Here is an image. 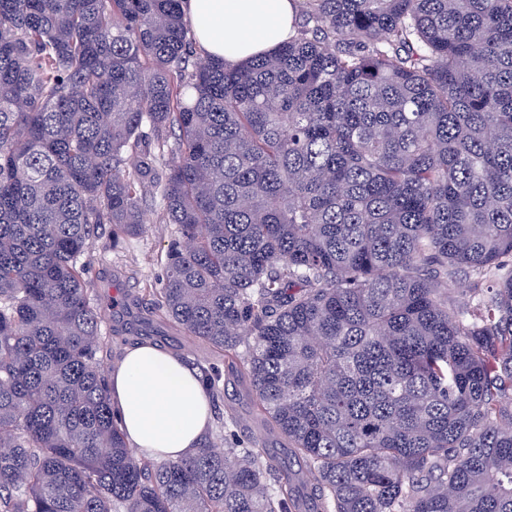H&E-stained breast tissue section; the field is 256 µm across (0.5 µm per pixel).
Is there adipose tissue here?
I'll return each mask as SVG.
<instances>
[{"label": "adipose tissue", "instance_id": "obj_1", "mask_svg": "<svg viewBox=\"0 0 512 512\" xmlns=\"http://www.w3.org/2000/svg\"><path fill=\"white\" fill-rule=\"evenodd\" d=\"M182 8L205 57L236 64L287 41L291 0H183ZM112 407L139 452L175 458L199 448L210 422L199 374L179 357L150 344L130 347L110 373Z\"/></svg>", "mask_w": 512, "mask_h": 512}]
</instances>
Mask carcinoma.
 <instances>
[{"label":"carcinoma","mask_w":512,"mask_h":512,"mask_svg":"<svg viewBox=\"0 0 512 512\" xmlns=\"http://www.w3.org/2000/svg\"><path fill=\"white\" fill-rule=\"evenodd\" d=\"M296 2L231 65L181 0H0V512H512V0ZM149 198L145 314L244 366L302 487L128 447L79 260Z\"/></svg>","instance_id":"cac0c4a2"}]
</instances>
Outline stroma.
Returning a JSON list of instances; mask_svg holds the SVG:
<instances>
[{"label":"stroma","instance_id":"1","mask_svg":"<svg viewBox=\"0 0 512 512\" xmlns=\"http://www.w3.org/2000/svg\"><path fill=\"white\" fill-rule=\"evenodd\" d=\"M144 210L147 221L145 233L117 247L113 246L109 233H102L87 258V278L101 297L116 295L120 290L130 293L145 288L158 289L163 285L166 255L175 237V228L160 223L159 202H147ZM138 342L171 352L197 371L218 372L221 376L220 391L214 396L212 407L234 417V424L227 430L229 439L287 457L284 440L276 433L265 430L257 421L247 393V377L233 374L221 354L180 332L175 326L164 325L154 332L142 329L138 312L134 309L114 318L102 329L103 350L100 358L104 371L116 367L126 348Z\"/></svg>","mask_w":512,"mask_h":512}]
</instances>
